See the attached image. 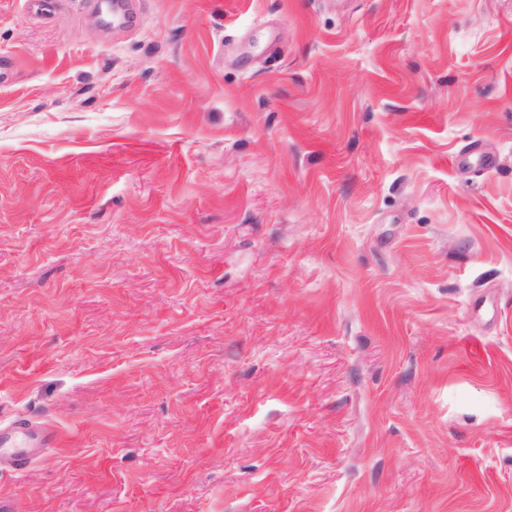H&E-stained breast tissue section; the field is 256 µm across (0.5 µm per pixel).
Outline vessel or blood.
Wrapping results in <instances>:
<instances>
[{"label":"vessel or blood","mask_w":512,"mask_h":512,"mask_svg":"<svg viewBox=\"0 0 512 512\" xmlns=\"http://www.w3.org/2000/svg\"><path fill=\"white\" fill-rule=\"evenodd\" d=\"M87 10L107 27L129 25L136 15L134 0H86ZM61 440L51 422L18 417L0 423V463L15 474L24 473L37 459Z\"/></svg>","instance_id":"vessel-or-blood-1"}]
</instances>
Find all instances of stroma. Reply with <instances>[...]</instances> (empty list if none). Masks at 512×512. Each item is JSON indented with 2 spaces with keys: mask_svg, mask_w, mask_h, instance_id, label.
Wrapping results in <instances>:
<instances>
[{
  "mask_svg": "<svg viewBox=\"0 0 512 512\" xmlns=\"http://www.w3.org/2000/svg\"><path fill=\"white\" fill-rule=\"evenodd\" d=\"M0 0V512H512V0ZM86 9L95 14L101 24L107 27L129 25L137 14L136 3L128 1L89 0ZM60 440L58 428L49 421L26 417L1 421L0 463H5L14 474L24 473Z\"/></svg>",
  "mask_w": 512,
  "mask_h": 512,
  "instance_id": "1",
  "label": "stroma"
}]
</instances>
